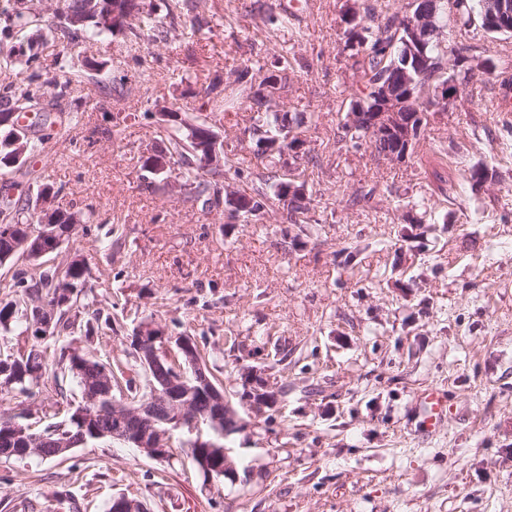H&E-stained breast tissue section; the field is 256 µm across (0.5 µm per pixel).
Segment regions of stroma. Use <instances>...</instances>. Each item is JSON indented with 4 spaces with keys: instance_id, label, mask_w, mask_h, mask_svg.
Here are the masks:
<instances>
[{
    "instance_id": "1",
    "label": "stroma",
    "mask_w": 512,
    "mask_h": 512,
    "mask_svg": "<svg viewBox=\"0 0 512 512\" xmlns=\"http://www.w3.org/2000/svg\"><path fill=\"white\" fill-rule=\"evenodd\" d=\"M257 3L287 9L291 23L264 26ZM349 3L196 0L192 41L146 31L68 51L40 0L24 30L0 27V58H33L0 74V95L71 81L36 129L42 150L0 170V186L36 197L27 172H41L56 207L85 217L42 265L75 255L87 268L65 340L0 333V353L37 345L53 366L68 341L129 363L138 327L153 322L193 337L234 397L255 375L281 390L262 417L241 410L247 428L227 436L242 467L235 481H204L176 431L166 461L107 441L62 461L0 460V512H104L121 495L149 512H512V136L495 110L497 79L461 85L448 112L428 113L405 161L343 147L360 78L343 48ZM280 54L307 65L284 75L280 106L314 116L302 137L315 161L300 174L313 223L284 224L273 210L258 224H227L148 187L140 156L156 142L154 103L197 117L196 95L212 80L245 61L262 80ZM121 75L127 91L108 95ZM249 124L243 105L222 122L236 166L284 170L285 160L258 157ZM477 166L488 179L475 187L467 174ZM430 387L445 390L450 412L428 435L419 396ZM79 399L72 377L59 376L33 425Z\"/></svg>"
}]
</instances>
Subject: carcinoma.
<instances>
[{"instance_id":"1","label":"carcinoma","mask_w":512,"mask_h":512,"mask_svg":"<svg viewBox=\"0 0 512 512\" xmlns=\"http://www.w3.org/2000/svg\"><path fill=\"white\" fill-rule=\"evenodd\" d=\"M127 0H101V7L97 10L86 8V0H64L63 12L57 14L59 25L57 30L60 39L68 45H75L84 40H96L112 42L121 36L125 39L139 37L140 32L132 23L126 28L117 30L106 15L116 8L124 10ZM417 7H423L430 12H436V21L440 32L430 34L423 43L425 56L430 60V65L413 76L416 89L415 97L407 102L406 111L423 113L429 110L435 102L438 88L449 81L460 83L470 82L480 74H490L496 69L495 63L480 73L464 75L448 67V59L457 51H470L474 48L473 42L483 38H495L499 35L512 37V30L503 32L492 31L486 27L481 9V0H422ZM194 8L186 11L170 12L167 25L153 26L151 30L156 32V38L166 42L179 35L184 37L195 36L199 31L195 18L190 16ZM343 30L344 48L365 49L361 62V79L358 91L352 94L349 110L356 109L362 112L372 111L378 104L377 88L384 85L396 76L398 66L401 65L409 46L405 41V29L403 28L404 16L395 12L384 16L383 20L375 19L371 8H365V15L353 23L344 20ZM251 67L237 66L230 70L229 78L224 84L212 82L205 89L200 98L199 110L217 118L220 114L235 106V103L244 99L249 103L251 125L249 131L257 138V144L266 145L263 153H281V150L289 147L287 140L300 141L298 130L306 123L304 114L289 113L279 109V105L272 104L265 99L261 90L253 89L249 80ZM37 105L33 100L30 89L20 86L13 87L8 94L0 97V164L9 165L10 159L18 148L12 146V138L20 133V130L12 125L4 124L11 112L17 109L31 108ZM185 118L181 113H176V118L165 124L158 125L162 145L154 148L159 156L169 159V167L164 171H155L152 158H142V169L151 175V179L158 182V189L165 190L166 181L174 179L184 187L183 199L199 203L201 207L218 215H223L228 221L241 224H257L268 211L272 210L280 197L291 187V181L283 176H276L269 170H257L248 173L253 183L252 193L243 196L239 206L228 214L220 210L219 192L214 188L213 182L206 179L195 166V156L191 149L195 145H204L210 125L200 123V127L189 130L184 125ZM343 140L352 148H358L364 143L374 146L379 154L394 149L396 143L391 139H373V134L367 127L352 128L343 124ZM312 199L307 194H302L292 203L285 212V220L288 224L305 223V215L310 211ZM80 223V214L77 212H58L55 223L57 236L68 238ZM12 224L15 226V237L10 241L0 243V265L6 264L15 258H25L35 262L30 245L24 243L26 236L39 229V222L34 220L30 212V204L14 201L9 197L0 199V225ZM85 269L81 261L70 259L65 264L50 267L35 272L29 277L21 276L13 284L15 287V299L0 306V329L5 332L30 328L34 321V310L27 309V303L36 297H46L52 302H57L56 317L57 332H62L71 326L68 318L69 312L77 304L83 289ZM41 356L38 349L32 348L26 357H14L10 360H0V386L6 385L15 391L21 398V403H33L37 397L47 391L42 375L31 372L28 360L32 356ZM58 363L65 366L72 378L76 381L81 392L95 390L101 370L106 364L67 347L60 353ZM108 377L112 380L114 389H126L129 393V401L141 403L153 396L154 390L138 395L132 390L131 380L125 378L123 367L118 365L115 369L108 370ZM7 418L6 414H0V458L17 461H54L62 459L70 454L68 450H60L53 444L46 443L42 447L33 442H27L26 437L16 435L10 428L1 425V421ZM55 428L54 440L60 441L69 437L82 435L86 443L93 444L104 439L110 441L112 436V413L96 419H82L76 417V411H71L60 420L51 423ZM109 433L102 439L100 435ZM224 447L219 448H191L193 463H199V459L206 460L209 469L202 472L204 480H224Z\"/></svg>"}]
</instances>
